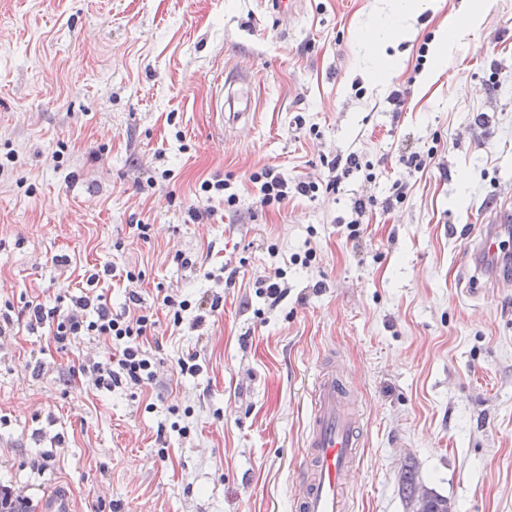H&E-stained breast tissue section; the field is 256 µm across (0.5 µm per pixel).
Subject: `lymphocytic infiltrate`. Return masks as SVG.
Returning a JSON list of instances; mask_svg holds the SVG:
<instances>
[{"label":"lymphocytic infiltrate","instance_id":"lymphocytic-infiltrate-1","mask_svg":"<svg viewBox=\"0 0 512 512\" xmlns=\"http://www.w3.org/2000/svg\"><path fill=\"white\" fill-rule=\"evenodd\" d=\"M249 179L259 189L261 204L267 206L284 203L292 195L311 197L320 189L319 182L314 180L288 183L273 166L253 171ZM28 313L36 323L55 322L54 341L60 346H67L82 336H95L111 342L114 353L109 364L93 361L81 367L94 385L105 388L124 384L140 386L153 380L155 356L140 343L141 338L156 326L150 309L118 314L102 296L83 294L72 297L64 308L49 307L40 302L29 304Z\"/></svg>","mask_w":512,"mask_h":512}]
</instances>
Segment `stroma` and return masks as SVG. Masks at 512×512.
Segmentation results:
<instances>
[{
  "label": "stroma",
  "mask_w": 512,
  "mask_h": 512,
  "mask_svg": "<svg viewBox=\"0 0 512 512\" xmlns=\"http://www.w3.org/2000/svg\"><path fill=\"white\" fill-rule=\"evenodd\" d=\"M460 4L425 0L377 85L363 31L389 0H0V486L34 507L67 487L75 512H295L306 388L333 358L364 422L351 512H411L409 468L453 512H512V287L494 260L458 262L485 225H512V0L430 76L419 48ZM220 71L250 78L248 124L216 116ZM350 154L359 167L312 198L264 206L249 180L272 165L324 183L325 159ZM215 174L239 202L192 223ZM274 277L273 305L256 289ZM90 290L156 311L151 384L95 387L78 367L111 343L61 350L28 318ZM167 293L223 306L177 326Z\"/></svg>",
  "instance_id": "35a3bbf8"
}]
</instances>
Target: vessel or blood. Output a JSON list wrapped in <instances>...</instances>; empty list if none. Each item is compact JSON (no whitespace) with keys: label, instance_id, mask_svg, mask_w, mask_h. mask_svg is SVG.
I'll list each match as a JSON object with an SVG mask.
<instances>
[{"label":"vessel or blood","instance_id":"1","mask_svg":"<svg viewBox=\"0 0 512 512\" xmlns=\"http://www.w3.org/2000/svg\"><path fill=\"white\" fill-rule=\"evenodd\" d=\"M226 124L242 119L252 100L240 92L216 96ZM307 453L296 493V512H349V478L359 455L363 422L344 371L328 366L309 390Z\"/></svg>","mask_w":512,"mask_h":512}]
</instances>
